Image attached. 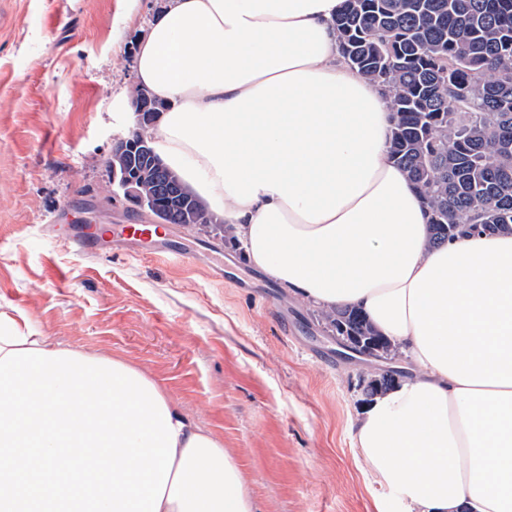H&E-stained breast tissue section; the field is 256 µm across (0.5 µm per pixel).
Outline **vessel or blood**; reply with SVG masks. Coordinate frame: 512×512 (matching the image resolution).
Here are the masks:
<instances>
[{
    "label": "vessel or blood",
    "instance_id": "vessel-or-blood-1",
    "mask_svg": "<svg viewBox=\"0 0 512 512\" xmlns=\"http://www.w3.org/2000/svg\"><path fill=\"white\" fill-rule=\"evenodd\" d=\"M54 239L81 251L124 242L136 246L150 245L155 254L165 253L175 258L183 255L181 249L172 246L167 235L152 234L149 227L139 224H115L103 235L91 225H83L71 231L58 228L54 231Z\"/></svg>",
    "mask_w": 512,
    "mask_h": 512
}]
</instances>
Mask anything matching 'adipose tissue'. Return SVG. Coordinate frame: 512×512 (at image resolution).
Returning <instances> with one entry per match:
<instances>
[{"label":"adipose tissue","instance_id":"adipose-tissue-1","mask_svg":"<svg viewBox=\"0 0 512 512\" xmlns=\"http://www.w3.org/2000/svg\"><path fill=\"white\" fill-rule=\"evenodd\" d=\"M343 2L168 0L135 56L165 105L153 147L252 268L317 309L358 308L407 360L355 435L385 499L512 512V229L429 245L389 158V91L338 49ZM24 348L55 345L0 309V357ZM161 397L177 446L159 512H254L223 441Z\"/></svg>","mask_w":512,"mask_h":512}]
</instances>
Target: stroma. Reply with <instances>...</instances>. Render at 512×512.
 Listing matches in <instances>:
<instances>
[{
	"label": "stroma",
	"mask_w": 512,
	"mask_h": 512,
	"mask_svg": "<svg viewBox=\"0 0 512 512\" xmlns=\"http://www.w3.org/2000/svg\"><path fill=\"white\" fill-rule=\"evenodd\" d=\"M164 0H0V304L58 344L121 357L236 458L255 512H392L355 445L378 361L345 359L313 308L200 229L189 255L86 254L53 224L147 223L108 159L135 44Z\"/></svg>",
	"instance_id": "stroma-1"
}]
</instances>
